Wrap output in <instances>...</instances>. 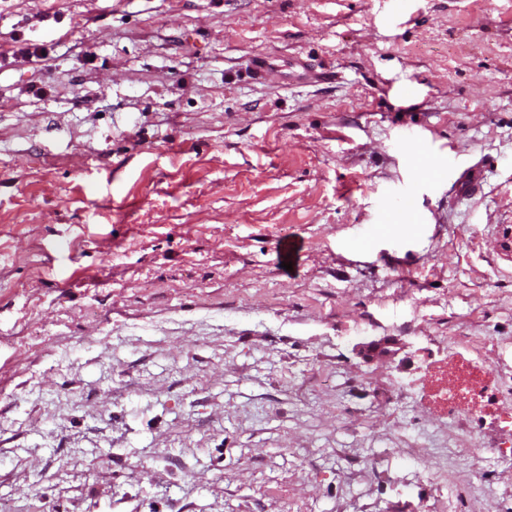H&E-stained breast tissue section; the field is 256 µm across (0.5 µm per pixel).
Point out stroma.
I'll return each mask as SVG.
<instances>
[{"label": "stroma", "mask_w": 512, "mask_h": 512, "mask_svg": "<svg viewBox=\"0 0 512 512\" xmlns=\"http://www.w3.org/2000/svg\"><path fill=\"white\" fill-rule=\"evenodd\" d=\"M406 2L0 0V512H512V0Z\"/></svg>", "instance_id": "obj_1"}]
</instances>
